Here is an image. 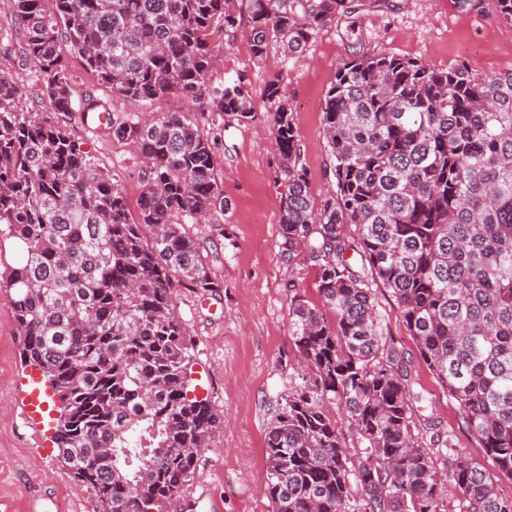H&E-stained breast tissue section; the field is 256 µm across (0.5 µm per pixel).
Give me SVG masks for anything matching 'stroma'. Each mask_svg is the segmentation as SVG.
Returning a JSON list of instances; mask_svg holds the SVG:
<instances>
[{"instance_id":"1","label":"stroma","mask_w":512,"mask_h":512,"mask_svg":"<svg viewBox=\"0 0 512 512\" xmlns=\"http://www.w3.org/2000/svg\"><path fill=\"white\" fill-rule=\"evenodd\" d=\"M72 75L74 107L86 96L111 101L115 117L134 116L152 123L162 112H184L178 96L130 103L85 71L79 58L62 46ZM389 54L444 68L465 63L481 76L512 71V32L490 15L458 10L452 0H388L366 5L322 28L298 58L271 49L253 62L245 38L225 34L224 52L212 73L220 82L246 74L259 110L268 107L261 94L268 81H278L294 108L302 145V162L310 191L323 199L335 179L323 134L327 89L342 64L358 56ZM76 134L96 163L115 175L130 209H137L145 158L112 141L94 125L73 115ZM215 149L217 180L228 202L206 220L183 218L186 231L199 243L216 288H182L177 311L188 326L193 349L189 366L197 398L209 401L223 417L199 459L190 486L200 492L187 512H268L263 485L265 437L274 407L298 373L297 351L288 325V287L296 285L312 302L320 297L315 270L305 256L283 261L279 256L280 173L268 148L267 122L247 125L224 122L208 113L199 120ZM385 317L384 333L394 338L406 365L424 390L425 399L411 431L427 448L439 472H446L449 448L464 452L475 440L464 427L458 404L434 379L409 336L399 309L383 285L374 287ZM20 358L12 295L0 289V512H94L89 488L70 478L53 441V424L22 426L18 413V381L26 371ZM438 425L432 440L424 417Z\"/></svg>"}]
</instances>
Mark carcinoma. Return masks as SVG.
<instances>
[{"instance_id":"obj_1","label":"carcinoma","mask_w":512,"mask_h":512,"mask_svg":"<svg viewBox=\"0 0 512 512\" xmlns=\"http://www.w3.org/2000/svg\"><path fill=\"white\" fill-rule=\"evenodd\" d=\"M13 0L20 53L44 75L27 103L0 66V225L16 264L0 274L26 361L60 403L54 442L96 512H165L195 475L219 418L188 396L191 336L176 288H210L177 214L228 203L215 141L183 112L151 124L112 118L105 135L147 160L139 211L101 170L71 123L60 51L131 102L176 95L239 124L258 120L244 74L209 75L224 34L246 32L259 62L296 57L354 0ZM512 26V0H453ZM263 98L283 175L280 256L305 253L322 306L288 285L299 381L265 437L269 512H439L441 475L410 433L414 391L384 334L373 286L397 304L421 358L462 412L475 454L512 478V72L475 75L387 54L356 57L327 90L323 130L335 187L311 195L288 97ZM351 224L357 236L344 226ZM337 402L363 451L347 448L325 405ZM460 512H512L495 477L448 448Z\"/></svg>"}]
</instances>
